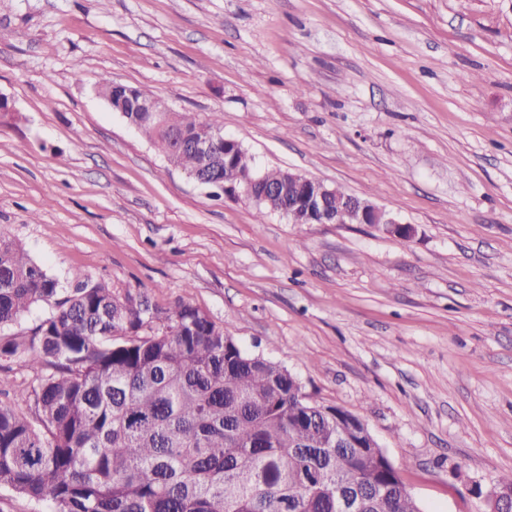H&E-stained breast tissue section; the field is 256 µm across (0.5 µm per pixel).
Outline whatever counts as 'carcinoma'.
Segmentation results:
<instances>
[{"label":"carcinoma","mask_w":512,"mask_h":512,"mask_svg":"<svg viewBox=\"0 0 512 512\" xmlns=\"http://www.w3.org/2000/svg\"><path fill=\"white\" fill-rule=\"evenodd\" d=\"M100 94L123 107L168 162L204 184L243 189L252 158L224 149L216 117L173 112L106 77ZM213 141L202 159L190 144ZM69 287L0 234V330L39 302L29 331L0 334V357L32 373L0 404V488L51 512H340L336 487L378 486V512H420L398 468L362 448L336 447L359 424L343 408L299 398L284 367L244 351L187 300L170 309L120 294L78 271Z\"/></svg>","instance_id":"carcinoma-1"}]
</instances>
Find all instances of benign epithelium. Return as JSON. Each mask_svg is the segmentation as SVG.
Wrapping results in <instances>:
<instances>
[{"label": "benign epithelium", "mask_w": 512, "mask_h": 512, "mask_svg": "<svg viewBox=\"0 0 512 512\" xmlns=\"http://www.w3.org/2000/svg\"><path fill=\"white\" fill-rule=\"evenodd\" d=\"M244 190L226 189L224 193L243 194L257 205L266 203L271 196H279L282 205L278 213L286 216L290 213L300 218V223H310V214L315 211L320 215L322 224H370L375 228L401 225L408 233H414L412 226L401 221L393 213L377 206L369 200L350 195L342 199L336 197V189L322 181H315V190L307 194L306 184L312 178L292 171L287 172L281 184L273 186L265 182L263 173L254 168L244 172ZM492 512H499L498 507L512 501V492L493 488L485 496ZM336 501L341 512H361L368 506V489L356 484L336 488Z\"/></svg>", "instance_id": "obj_1"}]
</instances>
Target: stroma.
<instances>
[{
    "mask_svg": "<svg viewBox=\"0 0 512 512\" xmlns=\"http://www.w3.org/2000/svg\"><path fill=\"white\" fill-rule=\"evenodd\" d=\"M103 76L413 237L197 184ZM0 94L1 234L190 301L362 417L422 512H487L512 473V0H0Z\"/></svg>",
    "mask_w": 512,
    "mask_h": 512,
    "instance_id": "35a3bbf8",
    "label": "stroma"
}]
</instances>
